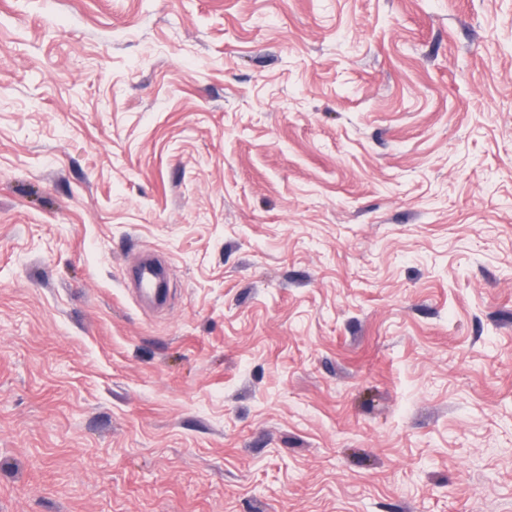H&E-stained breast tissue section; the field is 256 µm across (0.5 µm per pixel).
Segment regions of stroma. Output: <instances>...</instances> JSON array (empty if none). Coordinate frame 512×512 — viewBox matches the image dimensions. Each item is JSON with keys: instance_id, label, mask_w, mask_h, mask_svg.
I'll return each mask as SVG.
<instances>
[{"instance_id": "35a3bbf8", "label": "stroma", "mask_w": 512, "mask_h": 512, "mask_svg": "<svg viewBox=\"0 0 512 512\" xmlns=\"http://www.w3.org/2000/svg\"><path fill=\"white\" fill-rule=\"evenodd\" d=\"M0 512H512V0H0ZM134 284L140 297L156 293L164 284L160 270L151 262L140 260L134 269Z\"/></svg>"}]
</instances>
